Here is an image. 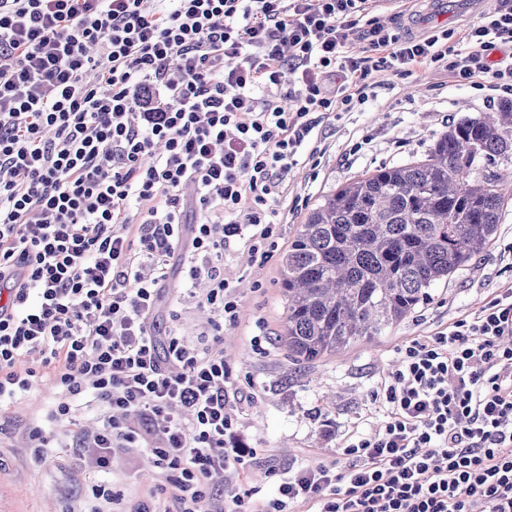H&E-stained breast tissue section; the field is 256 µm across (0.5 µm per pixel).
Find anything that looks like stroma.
<instances>
[{"mask_svg":"<svg viewBox=\"0 0 512 512\" xmlns=\"http://www.w3.org/2000/svg\"><path fill=\"white\" fill-rule=\"evenodd\" d=\"M498 100L485 91L457 85L446 74L421 67L412 77H381L373 97L340 118L329 120L318 167L302 164L291 180V195L300 206L288 216L293 233L323 195L382 166L423 158L450 123L495 111ZM507 194L495 238L476 263L438 284L428 304L418 307L372 341L357 344L306 367L289 363L276 344L253 349L256 320L276 334L284 316L277 261L248 262L246 254L227 259L226 276L242 282L241 323L224 332V357L237 386L250 399L238 404L246 438L259 448L260 459L242 479L259 487L260 498L277 494L278 479L266 475L267 463L285 468L307 463L342 461V444L362 418L382 420L384 408L374 393L397 366L406 341L429 336L473 311L498 289L512 286V163L495 168ZM182 257L169 260L168 288L154 320L157 334L177 329L187 339L207 327L210 313L181 288ZM261 291H253V283ZM54 388L35 383L29 396L0 409V512H88L90 474L84 459L69 444L76 433L98 425L95 407L82 405L71 422L53 427L59 445L55 457L36 463L27 449L23 422L40 412ZM125 501L148 498L159 482L144 453L117 456L106 476Z\"/></svg>","mask_w":512,"mask_h":512,"instance_id":"stroma-1","label":"stroma"}]
</instances>
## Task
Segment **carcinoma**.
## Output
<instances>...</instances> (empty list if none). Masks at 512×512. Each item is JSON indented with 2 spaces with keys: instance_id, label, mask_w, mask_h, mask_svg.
Listing matches in <instances>:
<instances>
[{
  "instance_id": "1",
  "label": "carcinoma",
  "mask_w": 512,
  "mask_h": 512,
  "mask_svg": "<svg viewBox=\"0 0 512 512\" xmlns=\"http://www.w3.org/2000/svg\"><path fill=\"white\" fill-rule=\"evenodd\" d=\"M512 156V103L448 125L421 160L384 167L322 196L283 253L276 343L311 365L367 342L427 303L493 241L505 204L480 160Z\"/></svg>"
}]
</instances>
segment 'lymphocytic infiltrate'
<instances>
[{
    "mask_svg": "<svg viewBox=\"0 0 512 512\" xmlns=\"http://www.w3.org/2000/svg\"><path fill=\"white\" fill-rule=\"evenodd\" d=\"M498 39L512 0L423 38L370 0H0V407L46 376L47 421L99 408L75 437L91 512H512L511 288L405 344L383 420L343 464L268 465L269 500L240 488L258 451L229 411L243 396L221 337L240 322L224 263L278 249L288 179L324 122L420 65L512 94ZM177 250L215 315L193 343L153 330ZM139 451L162 482L130 510L95 475Z\"/></svg>",
    "mask_w": 512,
    "mask_h": 512,
    "instance_id": "1",
    "label": "lymphocytic infiltrate"
}]
</instances>
